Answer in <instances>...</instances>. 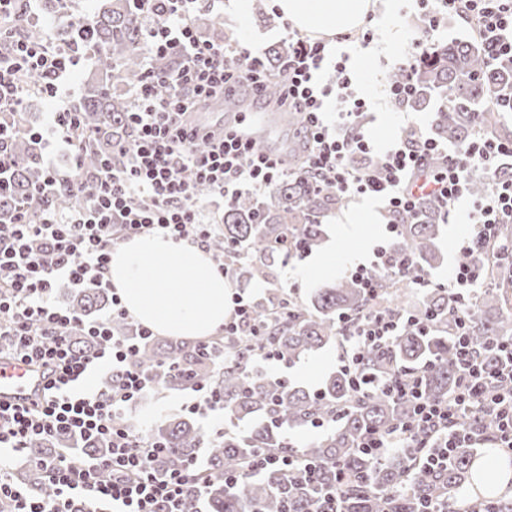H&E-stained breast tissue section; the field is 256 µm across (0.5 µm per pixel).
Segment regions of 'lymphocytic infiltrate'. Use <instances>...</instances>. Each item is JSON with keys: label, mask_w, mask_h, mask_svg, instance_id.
Here are the masks:
<instances>
[{"label": "lymphocytic infiltrate", "mask_w": 512, "mask_h": 512, "mask_svg": "<svg viewBox=\"0 0 512 512\" xmlns=\"http://www.w3.org/2000/svg\"><path fill=\"white\" fill-rule=\"evenodd\" d=\"M142 4L147 58L170 56L176 65L161 75L145 66L142 83L129 91L128 140L86 178L76 149L84 134L78 89L70 76L77 67L94 65L93 54L81 36L58 44L46 25L37 36L20 34L19 21L37 18V0H0V187L12 178L11 143L21 131L12 114L25 111L34 94L52 105L45 122L29 133L43 164L38 192L44 206L34 218L18 204L11 222L0 224V359L41 367L48 378L46 393L34 406H0V512H84L90 505L98 512H186L188 502L202 496L197 464L158 471L156 461L167 447L124 419L126 407L155 384L130 364L135 344L114 336L108 317L87 320L58 307L54 294L64 284L109 288L113 250L136 236L162 234L210 249L217 223L203 209L197 186H208L216 201L228 206L244 191L270 189L288 169L279 156L239 140V121L214 129L198 120L201 109L218 96L263 99L272 79L249 44H237L240 63L230 70L224 65L226 44L197 35L193 16L215 9L217 0ZM415 8L418 33L398 63L407 82L448 16L463 17L473 27L489 59L512 55V0H415ZM288 43V59L273 78L280 87L274 105L298 119L304 172L315 183L333 184L342 199L380 201L394 234L400 217L411 214L421 199L437 200L447 216L457 202L469 200L467 218L475 232L461 249L487 251L499 225L512 223V182L496 176L500 160L512 157V142L481 137L448 148L409 124L384 150L374 151L362 132L368 106L352 91L348 54L332 55L329 43L293 29ZM329 66L336 72L332 84L320 80ZM407 82L389 86L392 108L405 109ZM331 97L336 100L332 118L326 110ZM62 153L70 155L69 165L57 164ZM373 154L377 165H365ZM476 171L490 185L480 198L470 190ZM59 192L74 199L69 212L54 206ZM399 325V317L382 314L354 325L339 360L356 388L366 383L358 371L361 346L388 339ZM77 326L92 341L91 349L73 346L70 332ZM455 326L463 375L454 397L430 402L422 399L415 379L387 382L389 392L413 400V417L367 435L361 446L368 453L381 458L396 448H413L420 462L438 473L447 468L462 432L479 439L491 431L497 447L512 450V344L502 347L503 363L491 372L469 339L466 318L456 317ZM105 366L111 369V383L86 390V380ZM61 435L98 442L107 453L89 458L59 452L37 460L54 489L49 499L9 476L11 457L24 453L35 438Z\"/></svg>", "instance_id": "f902f5d3"}]
</instances>
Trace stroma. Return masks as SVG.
<instances>
[{"label": "stroma", "instance_id": "obj_1", "mask_svg": "<svg viewBox=\"0 0 512 512\" xmlns=\"http://www.w3.org/2000/svg\"><path fill=\"white\" fill-rule=\"evenodd\" d=\"M273 0H256L251 12H238L234 0H224L223 10L215 17L225 31L243 36L259 52L273 44L284 42L281 24L268 25L264 19L273 15ZM372 23L376 29L371 50L350 54L349 68L355 76L354 84L362 97L371 104L375 119L365 127V135L375 148H383L399 133L402 117L386 105L385 92L391 74L397 69L400 55L408 49L414 37L416 23L412 14L402 13L399 0H377ZM242 112L248 118L264 117L266 137L272 151L287 154L295 145L294 129L286 122L274 118L263 102L243 99ZM356 214L359 222L353 233H343L340 217ZM324 234L305 258L292 257L277 265L275 274L281 285L287 286L298 303L304 304L316 288L349 278L352 267L369 263L372 250L380 244L390 243L386 231V218L379 204L370 198L344 202L329 211L322 219ZM473 233L464 214H457L454 223L444 225L439 245L444 259L431 269L429 275L436 281L448 282L453 269L464 260L461 242ZM339 347L330 346L312 351L292 365L268 367L270 375L288 384L313 391L323 378L338 364ZM191 390H158L146 400L138 401L125 412L136 427L149 431L166 418L182 415V405L191 397Z\"/></svg>", "mask_w": 512, "mask_h": 512}]
</instances>
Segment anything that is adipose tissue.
<instances>
[{
    "instance_id": "ef3b65f1",
    "label": "adipose tissue",
    "mask_w": 512,
    "mask_h": 512,
    "mask_svg": "<svg viewBox=\"0 0 512 512\" xmlns=\"http://www.w3.org/2000/svg\"><path fill=\"white\" fill-rule=\"evenodd\" d=\"M293 29L329 40L362 26L376 0H275ZM107 278L126 310L162 335H216L228 315L230 285L209 253L161 235L125 241L112 253Z\"/></svg>"
}]
</instances>
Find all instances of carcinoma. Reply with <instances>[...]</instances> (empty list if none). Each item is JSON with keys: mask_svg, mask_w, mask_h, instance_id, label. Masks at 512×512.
Segmentation results:
<instances>
[{"mask_svg": "<svg viewBox=\"0 0 512 512\" xmlns=\"http://www.w3.org/2000/svg\"><path fill=\"white\" fill-rule=\"evenodd\" d=\"M140 8V0H107L87 15L88 42L96 53L99 78L86 85L79 109L84 127L93 135L91 143H77L86 176L112 156V143L129 134V102L116 85L134 86L144 78ZM287 58L288 44L271 47L265 53V68L276 72ZM413 83L412 110L433 100L441 102L431 137L464 144L479 132L499 142L512 141V125L496 110L499 102L512 98V60L490 62L480 40L438 43ZM12 155L14 175L0 191V221L9 220L20 201L27 203L33 217L42 208L34 191L43 178L42 163L29 136L15 139ZM341 203L333 186L315 189L307 175L295 173L276 183L266 200L243 195L224 208L212 255L224 258L239 280L270 285L252 302L262 335L224 334L214 343L216 351L224 353L222 362L200 351L195 342L161 343L155 338L131 357L132 365L156 375L161 389L207 386L234 425L212 442L204 467L202 506L207 512H313L318 497L333 487L342 512H418L422 498L441 506L474 482L488 496L471 500L469 512H487L491 504L496 512H512L511 500L489 497L496 476L488 473L484 451L473 442L454 449L448 469L437 475L427 473L410 449L378 460L359 448L370 432L411 417L412 402L388 394L383 382L408 373L429 401L445 402L453 394L462 370L449 314L465 315L471 342L495 371L500 357L493 347L512 343V312L506 309L507 291L501 288H486L470 301L459 299L450 288H430L421 292L415 307H402L401 289L414 286L442 259L438 248L442 212L429 199L401 219L400 234L389 246L397 256L409 255L410 263L394 274L373 273L374 295H367L359 281L349 278L316 289L306 305L296 303L276 282L275 268L290 253L315 245L322 232L320 217ZM69 307L84 316L100 315L109 309L108 293L83 288L71 297ZM383 312L405 313L414 320L402 322L389 340L364 347L358 368L375 383L373 387L354 390L350 375L338 367L310 393L254 369L253 358L263 347H272L283 360L295 363L315 349L341 345L346 328L340 317L362 322ZM317 419L335 420L334 427L317 440L297 444L282 433L310 428ZM151 436L171 448L158 460L163 468L193 461L203 443L193 422L182 417L160 424ZM66 447L60 438L35 440L30 458ZM262 450L312 464L314 479L279 471L224 483V474L243 469ZM11 476L43 496L53 494V487L30 463L12 469Z\"/></svg>", "mask_w": 512, "mask_h": 512, "instance_id": "cac0c4a2", "label": "carcinoma"}]
</instances>
